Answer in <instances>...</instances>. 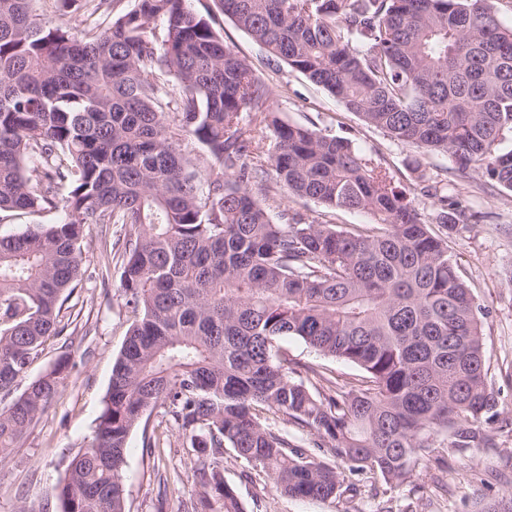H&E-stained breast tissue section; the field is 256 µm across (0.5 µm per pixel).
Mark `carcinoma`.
Here are the masks:
<instances>
[{"instance_id": "1", "label": "carcinoma", "mask_w": 512, "mask_h": 512, "mask_svg": "<svg viewBox=\"0 0 512 512\" xmlns=\"http://www.w3.org/2000/svg\"><path fill=\"white\" fill-rule=\"evenodd\" d=\"M34 2L0 0V212L64 220L0 235V462L68 378L59 362L14 396L61 333L92 224L123 230L134 319L94 436L55 488L62 512H126L127 440L158 407L195 456V512H245L226 448L281 492L327 500L356 491L350 474L401 486L447 439L458 452L495 446L489 309L387 169L273 112L247 122L268 87L186 0H86L80 31L38 21ZM218 2L273 64L512 194V26L492 0ZM420 180L446 233L475 218L443 180ZM283 188L373 224H276ZM284 336L360 374L339 386L289 360ZM259 407L308 429L312 448L263 426ZM476 512H512V496Z\"/></svg>"}]
</instances>
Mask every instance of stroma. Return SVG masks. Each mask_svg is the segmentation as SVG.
<instances>
[{"label": "stroma", "instance_id": "1", "mask_svg": "<svg viewBox=\"0 0 512 512\" xmlns=\"http://www.w3.org/2000/svg\"><path fill=\"white\" fill-rule=\"evenodd\" d=\"M187 5L210 15L214 29L234 43L265 81L271 92L269 111L285 122L353 140L373 163L387 168L409 190L426 223H434L435 208L417 176L421 169L448 179L463 206L482 214L479 223L449 235L448 251L457 260L462 278L491 311L483 325L488 377L500 393L501 411L512 415V285L506 281L507 272L512 271V234L507 231L512 225V196L486 191L480 174L455 172L446 156L390 140L300 72L269 67L265 49L226 17L216 0H187ZM276 209L345 228L371 221L364 212H335L285 192L279 194ZM119 234V227L113 225L90 227L84 246V280L61 312L64 331L46 342L27 373L32 379L60 357L70 360V374L58 397L13 454L0 461V512H16L23 501L59 512L54 489L64 478L70 456L92 438L112 365L132 320L119 288L120 265L115 258ZM281 346L290 359L322 367L337 381L357 373L355 366L320 355L298 338H283ZM148 434L157 438V447H146ZM496 441V447L471 448L451 456L446 470L419 460L412 477L400 487L370 475L361 481L359 495L345 493L328 500L285 495L267 473L229 448L224 451V477L236 488L246 512H472L476 499L507 491L506 485L486 483L493 474L512 476V433H497ZM123 482L126 512H193L194 459L165 409H155L146 429L130 434Z\"/></svg>", "mask_w": 512, "mask_h": 512}]
</instances>
